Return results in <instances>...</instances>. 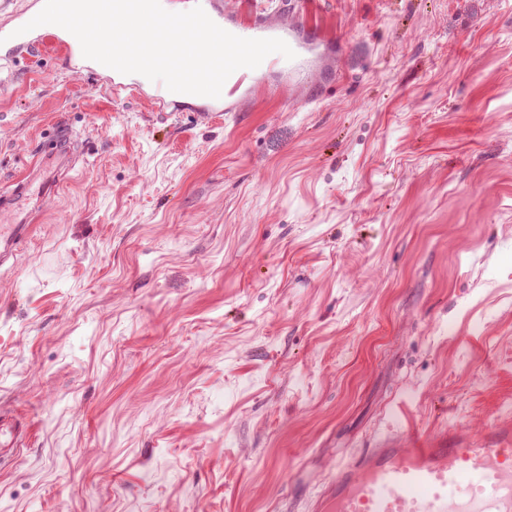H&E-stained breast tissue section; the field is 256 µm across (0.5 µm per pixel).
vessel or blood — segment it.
Returning <instances> with one entry per match:
<instances>
[{
	"label": "vessel or blood",
	"instance_id": "vessel-or-blood-1",
	"mask_svg": "<svg viewBox=\"0 0 512 512\" xmlns=\"http://www.w3.org/2000/svg\"><path fill=\"white\" fill-rule=\"evenodd\" d=\"M209 18L222 29L242 38H279L295 53L296 72L315 70L320 60L314 54L322 36L309 23L310 0H290L288 17L272 20L259 6L245 9L229 0H202ZM30 13L14 18L21 28L4 56L13 61L22 52L51 48L61 60L72 59L80 44L69 31L51 24L29 28ZM275 62L263 60L254 69L241 68L225 81L220 98H201L194 111L207 116L237 111L248 100L270 92L267 76ZM71 132L56 127L47 149L33 161L31 174L17 180L13 190L0 196V210L18 207L30 195L53 193L57 178L50 175V163L62 162L70 151ZM33 226L25 212L0 228V264L30 238ZM22 427L0 410V458L6 449L17 448ZM309 512H512V428L499 430L497 443L486 445L479 436L467 434L457 442L447 437H428L415 431L387 437L376 447L354 459L336 463L321 481Z\"/></svg>",
	"mask_w": 512,
	"mask_h": 512
}]
</instances>
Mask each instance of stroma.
Wrapping results in <instances>:
<instances>
[{"label": "stroma", "instance_id": "1", "mask_svg": "<svg viewBox=\"0 0 512 512\" xmlns=\"http://www.w3.org/2000/svg\"><path fill=\"white\" fill-rule=\"evenodd\" d=\"M334 74L213 118L0 68V512H307L403 423L512 425V0H317ZM70 144L71 131L64 126L56 127L48 148L42 151V162L37 157L32 163V173L17 180L13 190L1 196L0 212L4 208L18 205L32 194L44 197L53 193L58 172L64 168L61 162L69 154ZM53 162H56L57 166L52 175L48 176L49 164ZM34 171L38 172L35 174ZM26 214L27 211L21 209L12 224L3 229L0 227V264L13 256L19 246L30 238L34 224H30ZM22 435V427L7 417L0 409V458L5 456V448H10L9 452H12L14 448H19Z\"/></svg>", "mask_w": 512, "mask_h": 512}]
</instances>
